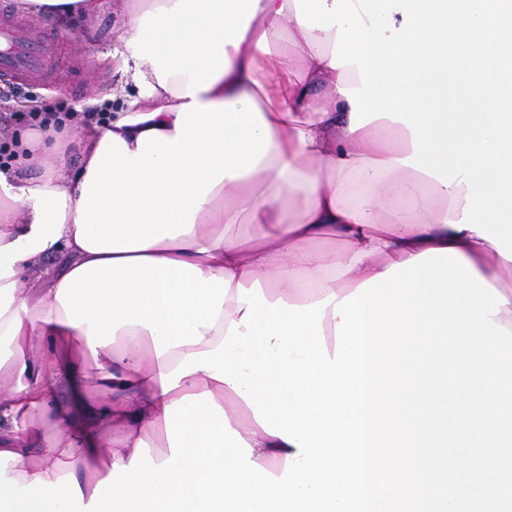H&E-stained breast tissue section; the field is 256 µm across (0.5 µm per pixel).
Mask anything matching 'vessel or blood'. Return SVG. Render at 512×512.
I'll list each match as a JSON object with an SVG mask.
<instances>
[{
	"label": "vessel or blood",
	"instance_id": "vessel-or-blood-1",
	"mask_svg": "<svg viewBox=\"0 0 512 512\" xmlns=\"http://www.w3.org/2000/svg\"><path fill=\"white\" fill-rule=\"evenodd\" d=\"M0 75L16 84H46L57 79L55 61L61 39L35 33L30 22L16 17L9 0H0Z\"/></svg>",
	"mask_w": 512,
	"mask_h": 512
}]
</instances>
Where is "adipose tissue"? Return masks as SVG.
I'll return each mask as SVG.
<instances>
[{
    "label": "adipose tissue",
    "instance_id": "ef3b65f1",
    "mask_svg": "<svg viewBox=\"0 0 512 512\" xmlns=\"http://www.w3.org/2000/svg\"><path fill=\"white\" fill-rule=\"evenodd\" d=\"M128 85L100 124H50L44 175L0 170V452L27 485L84 497L165 409L211 392L251 459L295 446L187 354L246 311L239 287L307 305L450 248L512 330V0H118ZM464 60L462 78L448 61ZM76 143L79 165L68 161ZM249 215L255 231L227 239ZM64 255L42 287L37 261ZM57 432L45 438L42 422Z\"/></svg>",
    "mask_w": 512,
    "mask_h": 512
}]
</instances>
